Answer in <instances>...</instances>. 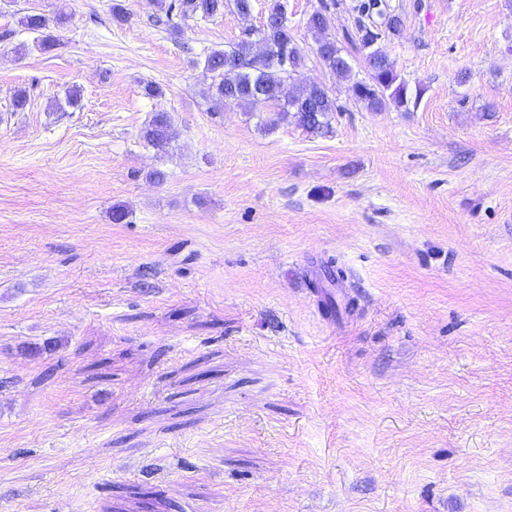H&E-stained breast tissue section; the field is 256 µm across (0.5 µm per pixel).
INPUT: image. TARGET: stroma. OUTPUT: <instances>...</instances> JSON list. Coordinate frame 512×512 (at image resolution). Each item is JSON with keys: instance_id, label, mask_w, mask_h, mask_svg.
I'll use <instances>...</instances> for the list:
<instances>
[{"instance_id": "obj_1", "label": "stroma", "mask_w": 512, "mask_h": 512, "mask_svg": "<svg viewBox=\"0 0 512 512\" xmlns=\"http://www.w3.org/2000/svg\"><path fill=\"white\" fill-rule=\"evenodd\" d=\"M283 2L329 134L208 95L269 0H0V512H512V0H387L418 97L379 112ZM228 2L240 15L251 12L252 0H154L153 5L156 11L164 13L165 23L171 30L177 31L181 22L188 19L209 20L223 15L224 8L229 7ZM50 19L41 14L28 15L25 17L24 25L34 33H40L41 38L37 39V46L42 49H50L55 46V37L51 34H45L44 30L50 28ZM171 117L168 113H156L142 129L144 140L158 152L165 154L171 142Z\"/></svg>"}]
</instances>
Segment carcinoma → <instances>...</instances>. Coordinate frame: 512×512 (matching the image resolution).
<instances>
[{"label": "carcinoma", "mask_w": 512, "mask_h": 512, "mask_svg": "<svg viewBox=\"0 0 512 512\" xmlns=\"http://www.w3.org/2000/svg\"><path fill=\"white\" fill-rule=\"evenodd\" d=\"M157 11L165 15V23L174 31L188 19L209 20L224 14L233 6L240 15L251 12L252 0H153ZM331 3L321 2L320 8L306 19V28L315 35L316 57L338 79L352 83L358 101L373 111L392 103L408 105V85L399 79L388 55L379 42L400 33L403 21L389 5L375 6L372 0H357L352 6L358 14L357 37L366 51L365 61L371 71V82L354 80L353 66L329 34ZM285 6L281 0H270L266 25L253 36H240L224 49L206 53L204 68L212 74L208 92L212 100L242 106L249 112H275L280 119L294 122L312 133L327 134L332 129L333 115L340 111L329 90L317 82L302 77L305 57L291 34L288 25L281 23ZM62 15L49 19L41 14L25 17L24 25L41 34L37 46H55L53 35L45 33L50 24L61 25ZM171 117L156 113L142 129V137L153 148L166 153L171 142Z\"/></svg>", "instance_id": "carcinoma-1"}]
</instances>
